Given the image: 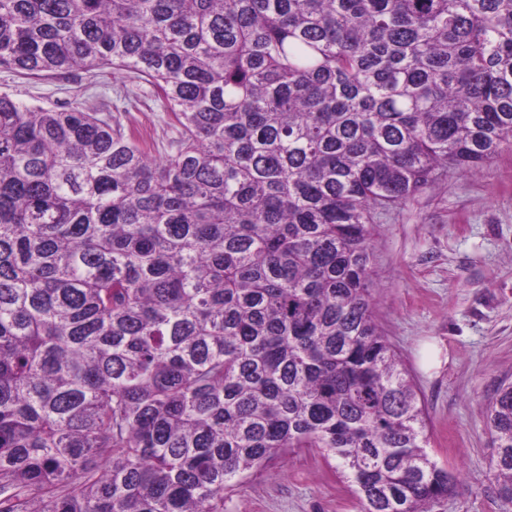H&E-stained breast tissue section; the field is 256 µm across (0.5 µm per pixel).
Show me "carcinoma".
<instances>
[{
	"label": "carcinoma",
	"mask_w": 512,
	"mask_h": 512,
	"mask_svg": "<svg viewBox=\"0 0 512 512\" xmlns=\"http://www.w3.org/2000/svg\"><path fill=\"white\" fill-rule=\"evenodd\" d=\"M124 67L177 136L0 95V512H224L318 448L359 512L457 476L375 320L379 210L512 137V0H0V68ZM512 512V384L486 413Z\"/></svg>",
	"instance_id": "cac0c4a2"
}]
</instances>
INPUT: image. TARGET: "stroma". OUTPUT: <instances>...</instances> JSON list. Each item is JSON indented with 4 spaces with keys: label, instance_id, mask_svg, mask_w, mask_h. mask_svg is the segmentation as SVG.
Here are the masks:
<instances>
[{
    "label": "stroma",
    "instance_id": "stroma-1",
    "mask_svg": "<svg viewBox=\"0 0 512 512\" xmlns=\"http://www.w3.org/2000/svg\"><path fill=\"white\" fill-rule=\"evenodd\" d=\"M0 93L112 117L137 129L158 161L175 135L152 87L129 70L62 79L0 68ZM372 248L379 325L429 412L430 454L460 480L431 512H501L486 411L500 385L512 382V141L477 173L438 170L411 200L379 213ZM432 342L445 361L427 372L420 350ZM224 512H358V504L320 449L299 448L227 488Z\"/></svg>",
    "mask_w": 512,
    "mask_h": 512
}]
</instances>
